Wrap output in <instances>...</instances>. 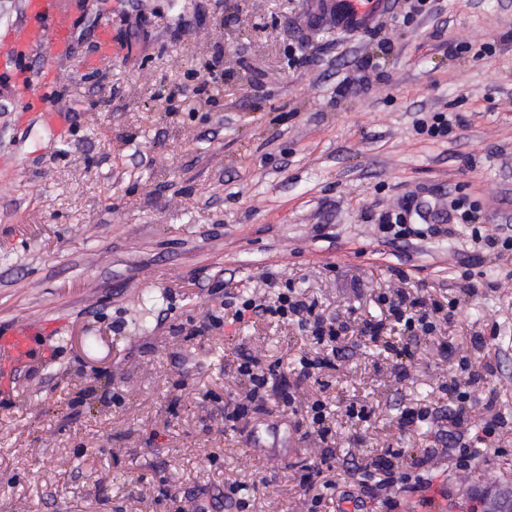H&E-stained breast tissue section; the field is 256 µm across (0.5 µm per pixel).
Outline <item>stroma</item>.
<instances>
[{
	"instance_id": "35a3bbf8",
	"label": "stroma",
	"mask_w": 512,
	"mask_h": 512,
	"mask_svg": "<svg viewBox=\"0 0 512 512\" xmlns=\"http://www.w3.org/2000/svg\"><path fill=\"white\" fill-rule=\"evenodd\" d=\"M89 2L72 57L24 63L56 68L68 141L19 115L0 75V331L63 323L53 357L0 395V512H193L231 480L247 482L248 512H306L299 483L319 442L274 405L245 432L224 423L248 389L241 352L279 363L298 402L329 400L330 479L355 482L389 448L411 472L433 449L424 478L485 512V489H512V252L486 255L490 285L471 297L469 224L394 244L377 224L411 194L441 211L462 196L479 224H512V0H395L355 36L312 0ZM104 15L120 52L97 68ZM441 111L465 125L419 134ZM287 284L355 325L384 318L379 298L399 288L456 306L412 341L406 380L374 344H350L323 389L293 372L309 347L297 323L238 321L225 302ZM209 315L220 328L196 334ZM461 353L484 374L462 474L436 424H399L451 409L441 384ZM353 403L369 421L348 417ZM493 413L502 425L484 434Z\"/></svg>"
}]
</instances>
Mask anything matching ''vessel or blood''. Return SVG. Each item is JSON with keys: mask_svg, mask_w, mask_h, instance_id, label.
<instances>
[{"mask_svg": "<svg viewBox=\"0 0 512 512\" xmlns=\"http://www.w3.org/2000/svg\"><path fill=\"white\" fill-rule=\"evenodd\" d=\"M392 0H318L317 10L337 30L356 35L370 29L386 14ZM85 0H21L18 19L0 41V71L16 70L19 62L40 51L62 59L74 50L73 33ZM14 93L24 109L39 112L42 121L58 138H66L68 124L56 98V80L51 71L38 79L17 80ZM57 322L21 323L0 333V390H8L17 369L43 357ZM448 498L436 489H425L412 497L406 512H447Z\"/></svg>", "mask_w": 512, "mask_h": 512, "instance_id": "vessel-or-blood-1", "label": "vessel or blood"}]
</instances>
